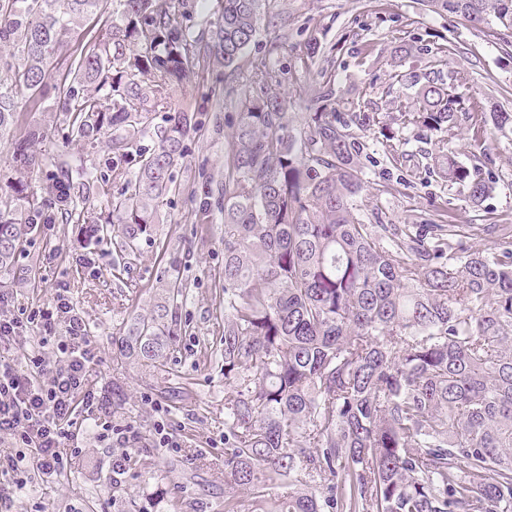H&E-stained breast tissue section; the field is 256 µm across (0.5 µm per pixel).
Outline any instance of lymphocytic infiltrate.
I'll return each mask as SVG.
<instances>
[{
    "instance_id": "lymphocytic-infiltrate-1",
    "label": "lymphocytic infiltrate",
    "mask_w": 512,
    "mask_h": 512,
    "mask_svg": "<svg viewBox=\"0 0 512 512\" xmlns=\"http://www.w3.org/2000/svg\"><path fill=\"white\" fill-rule=\"evenodd\" d=\"M8 298V293L0 291V346L16 342L27 323L44 339L60 332L65 338L56 360H47L38 351L28 355L30 369L25 373L0 358V438L34 455V469L28 472L20 468L18 457L0 454V512H12L14 496L27 485L30 473L47 479L66 470L67 450L77 446L81 431L77 412L93 416L101 438L113 437L119 444L130 445L139 435L134 426H113L110 399L92 385L98 356L66 284H58L51 307L32 311L23 320L7 310Z\"/></svg>"
}]
</instances>
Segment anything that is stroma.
<instances>
[{
  "label": "stroma",
  "mask_w": 512,
  "mask_h": 512,
  "mask_svg": "<svg viewBox=\"0 0 512 512\" xmlns=\"http://www.w3.org/2000/svg\"><path fill=\"white\" fill-rule=\"evenodd\" d=\"M195 36L211 43L217 0H172ZM512 30L497 22L474 23L455 13H432L421 0H261L256 34L232 67H197L178 89L174 102L197 122L184 159L172 170L177 186L159 206L161 222L154 242L140 246L130 270L113 271L116 241L92 243L73 225L57 223L41 229L18 265L34 266L35 281L13 284L9 310L22 315L51 303L57 282L69 286L70 297L85 317L99 361L93 381L108 393L120 380L124 402L112 413L116 425L139 431L135 450L100 440L91 421H84L79 451L67 473L56 481L32 479L16 497L14 512H224V178L231 171L229 135L246 97L257 95L255 72L269 71L272 87L288 102L295 130H302L318 99L331 94L339 118H347L352 101L398 118L393 101L414 105V92L392 83L393 69L409 73L442 59L445 68L464 71L461 92L488 112L512 113V56L507 44ZM410 54L395 61L399 45ZM20 126H48L53 135L37 143L40 154L70 164L84 163L98 178L97 209L119 197L122 181L113 179L106 161L107 139L72 145L65 139L62 117L27 101L18 107ZM408 138L407 160L393 162L373 131H359L366 146L368 186L358 199L368 224H455L464 249H485L478 224H512V139L494 134L486 145L483 175L494 189L480 208H473L458 188L420 167L416 151L436 152L438 132ZM94 260L85 266L83 257ZM176 276L189 292L178 316L180 336L166 371L152 372L116 359L112 338L135 313L147 312L154 300L151 285ZM184 389L172 401L168 387ZM164 423L178 450L157 447L154 428ZM125 459L123 474L113 463ZM166 491L149 502L148 493Z\"/></svg>",
  "instance_id": "35a3bbf8"
}]
</instances>
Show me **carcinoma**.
Segmentation results:
<instances>
[{
	"label": "carcinoma",
	"instance_id": "carcinoma-1",
	"mask_svg": "<svg viewBox=\"0 0 512 512\" xmlns=\"http://www.w3.org/2000/svg\"><path fill=\"white\" fill-rule=\"evenodd\" d=\"M434 13L488 18L512 29V0H421ZM107 27L57 71L56 50L79 38L107 4ZM0 0V48L21 46L0 77V130L15 125L18 96L54 100L69 141L110 131L112 176L124 180L108 216L95 212L97 178L69 164L54 175L57 207L21 179L0 188V281L34 275L15 266L39 223L89 225L100 242L121 240L113 267L127 268L156 235L161 199L176 190L173 168L195 125L172 110L197 64L231 67L250 44L260 0H219L213 45L199 40L168 0ZM415 89L402 125L437 131L442 144L472 131V166L440 150L432 167L475 207L492 191L476 170L488 130L512 113L465 106L460 70L434 61L391 75ZM245 101L230 134L224 182V512L251 496L252 512H512V226L489 224L501 241L464 252L423 228L366 224L356 200L366 188L364 145L352 127L374 130L399 158L389 115L352 113L336 122L329 95L292 134L286 101L264 91ZM165 113L149 149L139 136ZM30 127L12 143V167L49 166ZM180 279L156 286L148 314L115 339L120 357L166 367L179 337Z\"/></svg>",
	"mask_w": 512,
	"mask_h": 512
}]
</instances>
